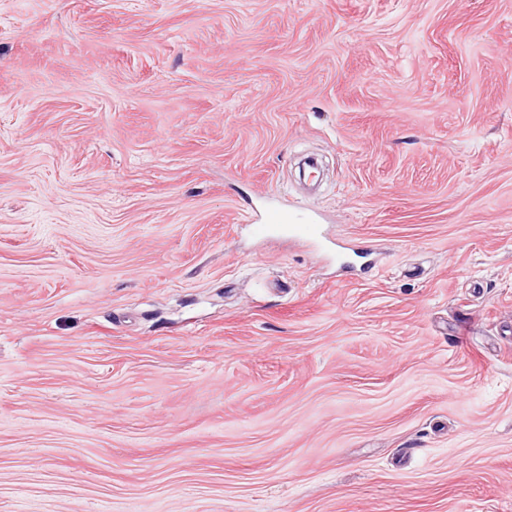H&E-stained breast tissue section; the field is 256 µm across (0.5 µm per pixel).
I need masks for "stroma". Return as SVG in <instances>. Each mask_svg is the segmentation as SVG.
<instances>
[{"label": "stroma", "instance_id": "35a3bbf8", "mask_svg": "<svg viewBox=\"0 0 512 512\" xmlns=\"http://www.w3.org/2000/svg\"><path fill=\"white\" fill-rule=\"evenodd\" d=\"M0 512H512V0H0ZM285 213L278 209L267 212L262 223H254L252 216H248V222H251L253 233L258 236H268L270 232L278 227H285L294 232L298 239H313L321 234L319 224H294L288 226Z\"/></svg>", "mask_w": 512, "mask_h": 512}]
</instances>
